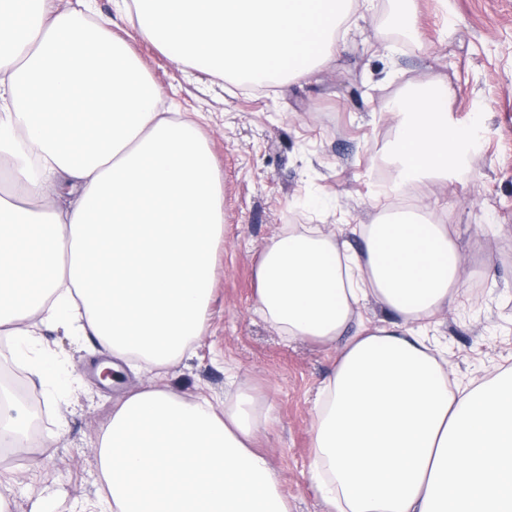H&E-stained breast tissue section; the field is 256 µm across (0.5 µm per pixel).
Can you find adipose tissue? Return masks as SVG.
<instances>
[{"label": "adipose tissue", "instance_id": "ef3b65f1", "mask_svg": "<svg viewBox=\"0 0 512 512\" xmlns=\"http://www.w3.org/2000/svg\"><path fill=\"white\" fill-rule=\"evenodd\" d=\"M95 0H0V335L45 400L74 380L42 330L169 375L209 325L224 188L196 123L164 93ZM392 189L444 179L466 138L432 85L393 106ZM462 257L422 206L384 212L364 247L312 224L266 245L256 307L291 339L334 346L317 398L311 477L327 512H512V368L465 387L427 340L460 292ZM371 297L395 321L358 318ZM271 404H216L148 384L117 399L98 437L101 512H290L255 446ZM0 385V446L49 447Z\"/></svg>", "mask_w": 512, "mask_h": 512}]
</instances>
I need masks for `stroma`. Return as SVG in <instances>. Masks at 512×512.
Listing matches in <instances>:
<instances>
[{
    "instance_id": "35a3bbf8",
    "label": "stroma",
    "mask_w": 512,
    "mask_h": 512,
    "mask_svg": "<svg viewBox=\"0 0 512 512\" xmlns=\"http://www.w3.org/2000/svg\"><path fill=\"white\" fill-rule=\"evenodd\" d=\"M390 6L375 0L338 39L335 57L310 76L261 92L173 62L130 26L120 31L182 115L200 117L224 179L209 329L166 384L181 395L206 386L220 396L229 368L237 386L274 405L275 419L256 442L291 512H327L310 478L311 424L338 353L288 340L254 311L262 250L286 225L338 231L359 249L361 225L383 208L426 203L465 258L460 297L433 330L448 349L449 370L467 384L512 366V0H416L419 36L411 40L386 28ZM437 82L448 87L449 119L472 144L447 179L424 182L415 196L393 193L397 127L387 107L404 91ZM45 339L79 381L45 403L13 348L0 349V376L35 412L36 434L53 440L0 458V475H26L0 494L8 512H87L99 498L96 445L112 404L147 377L127 370L103 385L96 342L60 330Z\"/></svg>"
}]
</instances>
